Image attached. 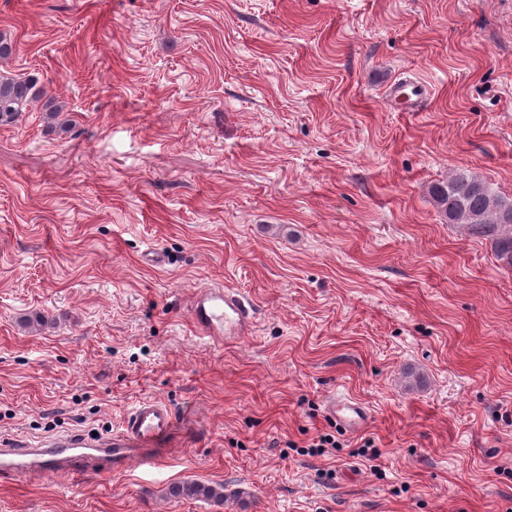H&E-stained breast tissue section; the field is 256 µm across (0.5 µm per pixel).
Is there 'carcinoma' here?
Instances as JSON below:
<instances>
[{
	"label": "carcinoma",
	"mask_w": 512,
	"mask_h": 512,
	"mask_svg": "<svg viewBox=\"0 0 512 512\" xmlns=\"http://www.w3.org/2000/svg\"><path fill=\"white\" fill-rule=\"evenodd\" d=\"M40 100L47 128L59 135L69 133L72 120L67 104L53 97L45 98L37 78L0 77L1 124L14 123L21 113ZM429 195L446 223L459 224L469 236L489 241L499 265L512 270V212L505 213L512 200L495 194L484 180L465 168H457L448 180L432 184ZM169 495L175 499H224L223 492L200 483L174 484L169 488Z\"/></svg>",
	"instance_id": "carcinoma-1"
}]
</instances>
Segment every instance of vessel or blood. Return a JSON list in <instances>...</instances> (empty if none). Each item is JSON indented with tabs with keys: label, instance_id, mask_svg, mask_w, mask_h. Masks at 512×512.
<instances>
[{
	"label": "vessel or blood",
	"instance_id": "vessel-or-blood-1",
	"mask_svg": "<svg viewBox=\"0 0 512 512\" xmlns=\"http://www.w3.org/2000/svg\"><path fill=\"white\" fill-rule=\"evenodd\" d=\"M189 311L194 327L214 342L235 341L251 335L256 310L242 293L222 287L196 292ZM327 413L350 431L365 427V407L346 397L332 398ZM175 417L163 401L146 398L127 415L119 432L91 435L69 431L32 445L7 438L0 441V476H41L59 470L84 475L101 465L120 467L133 454L151 451L165 455L172 446Z\"/></svg>",
	"mask_w": 512,
	"mask_h": 512
}]
</instances>
